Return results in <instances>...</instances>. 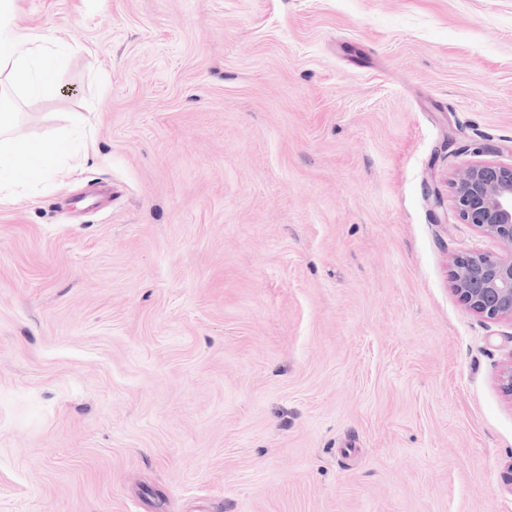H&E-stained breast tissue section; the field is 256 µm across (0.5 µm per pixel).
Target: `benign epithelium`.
<instances>
[{"instance_id":"obj_1","label":"benign epithelium","mask_w":512,"mask_h":512,"mask_svg":"<svg viewBox=\"0 0 512 512\" xmlns=\"http://www.w3.org/2000/svg\"><path fill=\"white\" fill-rule=\"evenodd\" d=\"M449 184L461 223L497 245L495 251L474 248L455 258L454 291L479 317L512 323V163L466 162Z\"/></svg>"}]
</instances>
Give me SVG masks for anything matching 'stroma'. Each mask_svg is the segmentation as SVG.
Instances as JSON below:
<instances>
[{"mask_svg":"<svg viewBox=\"0 0 512 512\" xmlns=\"http://www.w3.org/2000/svg\"><path fill=\"white\" fill-rule=\"evenodd\" d=\"M15 10L65 155L0 203V512H512L494 244L431 205L512 161V0Z\"/></svg>","mask_w":512,"mask_h":512,"instance_id":"obj_1","label":"stroma"}]
</instances>
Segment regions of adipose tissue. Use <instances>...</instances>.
Here are the masks:
<instances>
[{"label":"adipose tissue","mask_w":512,"mask_h":512,"mask_svg":"<svg viewBox=\"0 0 512 512\" xmlns=\"http://www.w3.org/2000/svg\"><path fill=\"white\" fill-rule=\"evenodd\" d=\"M35 36L17 24L14 0H0V73H6L11 86L39 95L53 80L56 57L38 60L18 57L20 46L35 43ZM13 103L0 90V201L9 198L14 187L48 179L62 152L55 138L39 141L14 138L11 134Z\"/></svg>","instance_id":"ef3b65f1"}]
</instances>
